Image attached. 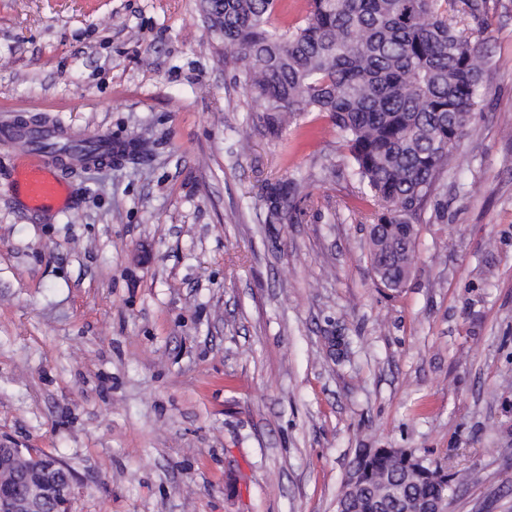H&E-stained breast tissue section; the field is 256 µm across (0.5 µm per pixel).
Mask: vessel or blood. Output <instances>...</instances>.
I'll list each match as a JSON object with an SVG mask.
<instances>
[{
	"mask_svg": "<svg viewBox=\"0 0 512 512\" xmlns=\"http://www.w3.org/2000/svg\"><path fill=\"white\" fill-rule=\"evenodd\" d=\"M33 145L28 146L20 157L13 181L8 184L9 194L21 195L28 208L37 210L52 208L58 211L68 207L69 187L60 175L61 161L41 149L42 141L62 143L70 141L68 131L57 124L41 128L33 133Z\"/></svg>",
	"mask_w": 512,
	"mask_h": 512,
	"instance_id": "obj_1",
	"label": "vessel or blood"
}]
</instances>
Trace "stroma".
<instances>
[{"instance_id": "1", "label": "stroma", "mask_w": 512, "mask_h": 512, "mask_svg": "<svg viewBox=\"0 0 512 512\" xmlns=\"http://www.w3.org/2000/svg\"><path fill=\"white\" fill-rule=\"evenodd\" d=\"M472 40L488 93L395 291L329 116L269 130L199 0H0V128L150 146L29 212L0 142V437L66 465L71 512H336L364 448L478 474L450 512H512V0Z\"/></svg>"}]
</instances>
